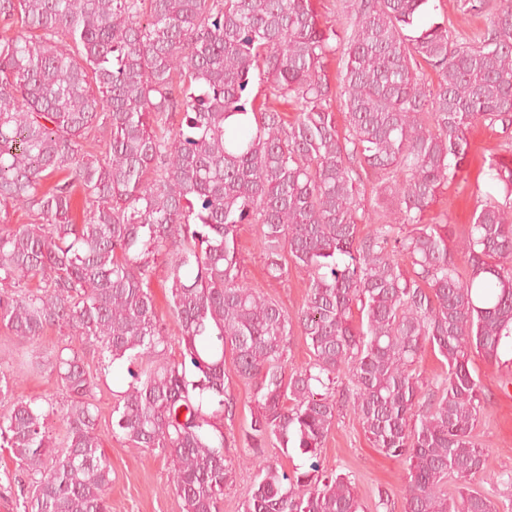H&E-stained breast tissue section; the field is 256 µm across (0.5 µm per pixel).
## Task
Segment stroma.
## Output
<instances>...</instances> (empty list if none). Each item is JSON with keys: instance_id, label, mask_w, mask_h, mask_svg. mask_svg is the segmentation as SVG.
<instances>
[{"instance_id": "obj_1", "label": "stroma", "mask_w": 512, "mask_h": 512, "mask_svg": "<svg viewBox=\"0 0 512 512\" xmlns=\"http://www.w3.org/2000/svg\"><path fill=\"white\" fill-rule=\"evenodd\" d=\"M458 4L459 0H430L426 20L446 24L453 38L462 42L485 29L488 20L482 14L460 11ZM469 140L471 149L466 162L426 213L430 219L447 213L449 237L454 241L491 190L482 173L483 166L495 159L512 165V141L501 126L475 124ZM256 238L254 226L244 225L239 249L247 282L274 296L289 312H296L305 300V276L292 271L285 282L268 280ZM469 367L482 387V407L472 436L490 450L487 475L474 478L469 487L488 493L492 490V477L512 473V358L505 356L490 363L475 354ZM228 383L237 408L234 418L224 423L226 454L237 462L238 468L233 482L224 490L220 512H243L254 477L253 468L241 464L247 452L244 432L252 402L248 388L236 375H229ZM102 453L112 468V484L107 491L111 512H182L180 499L169 487L168 463L158 452L128 447L122 439L109 435ZM319 462L321 471L350 476L361 512H404L407 463L373 448L351 409L343 410L329 432ZM383 495L388 498L384 507L379 504Z\"/></svg>"}]
</instances>
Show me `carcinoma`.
Masks as SVG:
<instances>
[{"mask_svg":"<svg viewBox=\"0 0 512 512\" xmlns=\"http://www.w3.org/2000/svg\"><path fill=\"white\" fill-rule=\"evenodd\" d=\"M428 2L342 0L336 26L312 0H0V330L12 362L55 383L26 399L0 369L21 512H110L95 389L123 361L111 433L170 460L182 512H220L232 481L229 367L253 402L244 512H360L350 477L314 461L346 406L409 462L406 512H497L474 491L448 504L446 485L487 469L469 361L512 345V167L489 163L502 196L455 248L424 213L475 123L512 128V0H461L489 19L462 44L421 25ZM16 210L27 223L10 224ZM245 224L270 279L307 276L296 315L245 281ZM160 261L174 336L152 290ZM53 327L80 346L42 347ZM296 328L310 359L289 369ZM428 347L445 365L433 379L417 369ZM270 446L312 463L289 475Z\"/></svg>","mask_w":512,"mask_h":512,"instance_id":"1","label":"carcinoma"}]
</instances>
